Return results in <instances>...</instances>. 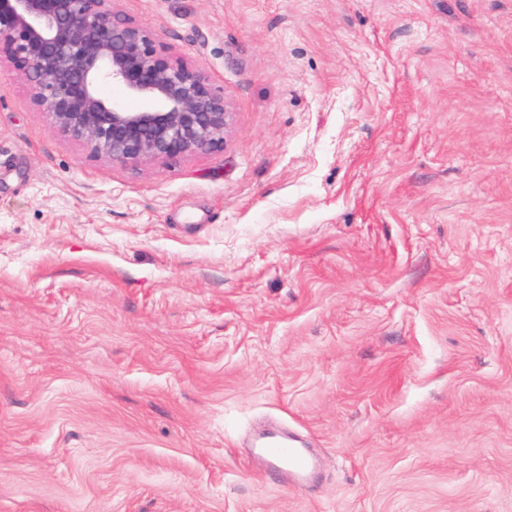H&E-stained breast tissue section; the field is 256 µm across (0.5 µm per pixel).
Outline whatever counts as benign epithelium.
<instances>
[{
  "instance_id": "benign-epithelium-1",
  "label": "benign epithelium",
  "mask_w": 512,
  "mask_h": 512,
  "mask_svg": "<svg viewBox=\"0 0 512 512\" xmlns=\"http://www.w3.org/2000/svg\"><path fill=\"white\" fill-rule=\"evenodd\" d=\"M109 2L0 0V63L23 75L32 107L114 163L224 147L233 123L224 94ZM107 84L139 107L105 97Z\"/></svg>"
}]
</instances>
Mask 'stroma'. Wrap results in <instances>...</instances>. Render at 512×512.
Here are the masks:
<instances>
[{"instance_id":"35a3bbf8","label":"stroma","mask_w":512,"mask_h":512,"mask_svg":"<svg viewBox=\"0 0 512 512\" xmlns=\"http://www.w3.org/2000/svg\"><path fill=\"white\" fill-rule=\"evenodd\" d=\"M115 7L233 126L103 161L0 66V512H512V0ZM254 457L261 464L257 475L293 486L303 481L312 460L298 441L275 432L261 436L254 447Z\"/></svg>"}]
</instances>
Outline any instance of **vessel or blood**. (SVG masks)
<instances>
[{
  "mask_svg": "<svg viewBox=\"0 0 512 512\" xmlns=\"http://www.w3.org/2000/svg\"><path fill=\"white\" fill-rule=\"evenodd\" d=\"M254 456L260 467L257 474L293 486L303 481L312 467V460L298 441L275 432L261 436L255 445Z\"/></svg>",
  "mask_w": 512,
  "mask_h": 512,
  "instance_id": "b4317fda",
  "label": "vessel or blood"
}]
</instances>
